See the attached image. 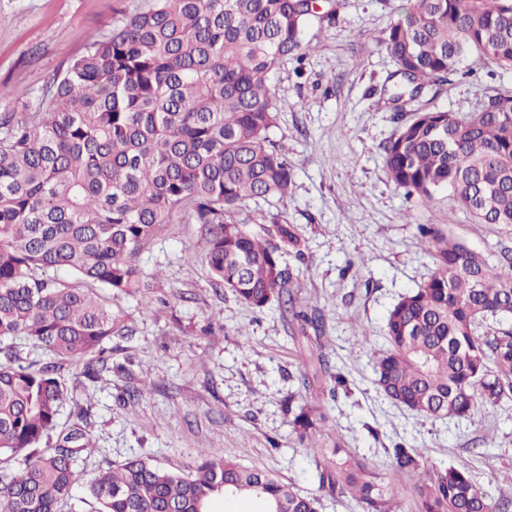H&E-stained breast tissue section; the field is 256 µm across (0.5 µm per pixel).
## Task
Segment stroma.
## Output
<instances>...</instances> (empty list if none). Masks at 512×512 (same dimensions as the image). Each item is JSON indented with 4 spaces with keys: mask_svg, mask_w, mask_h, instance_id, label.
Here are the masks:
<instances>
[{
    "mask_svg": "<svg viewBox=\"0 0 512 512\" xmlns=\"http://www.w3.org/2000/svg\"><path fill=\"white\" fill-rule=\"evenodd\" d=\"M151 0H0V112L39 106L56 71L111 31L122 13ZM303 33V63L284 62L271 89L282 105L273 138L286 149L293 179L282 200L251 204L254 229L297 225L303 258L296 312L256 311L211 283L197 224L162 225L137 264L154 276L150 302L112 300L128 333L113 337L106 365L61 371L70 400L59 430L80 427L91 445L75 461L80 480L62 512H92L86 483L100 469L139 455L189 472L212 450L274 472L321 512H369L319 486L322 470L350 459L392 490L401 512H418L420 475L397 476L388 448L421 449L429 461L466 469L496 503L512 501V398L481 404L470 417L416 418L385 400L373 383L371 350L385 344V317L399 296L427 278L433 258L417 233L435 224L484 253L512 237L476 224L450 192L406 197L386 176L383 146L398 115L388 100L394 66L382 41L409 0H319ZM512 91V71L464 63L446 82L425 87L405 111L437 107L462 114ZM323 317L321 331L302 313ZM368 339L354 336V327ZM323 413L321 447L302 448L287 424V396ZM493 445H486V437Z\"/></svg>",
    "mask_w": 512,
    "mask_h": 512,
    "instance_id": "obj_1",
    "label": "stroma"
}]
</instances>
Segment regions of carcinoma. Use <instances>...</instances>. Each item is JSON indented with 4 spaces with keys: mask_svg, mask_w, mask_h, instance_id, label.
Masks as SVG:
<instances>
[{
    "mask_svg": "<svg viewBox=\"0 0 512 512\" xmlns=\"http://www.w3.org/2000/svg\"><path fill=\"white\" fill-rule=\"evenodd\" d=\"M310 0H154L125 15L42 89L48 108L0 112V344L23 338L47 356L27 365L5 346L0 362V512H59L87 446L78 427L41 448L58 426L68 388L60 368L105 362L124 327L110 299L150 287L139 252L174 215L205 230L209 278L262 311L295 305L287 264L305 241L294 224L260 236L248 202L282 199L292 171L271 134L280 108L269 85L286 60L302 63ZM383 46L400 84L390 100L415 98L468 59L512 69V0H413ZM388 179L430 201L448 190L475 224L512 231V93L460 116L417 111L383 146ZM433 269L388 310L386 346L373 352L374 383L419 418L471 415L477 401L512 392V249L499 256L417 225ZM288 425L316 447V412L288 396ZM400 476L422 472L419 512H495L469 472L429 462L418 448L390 451ZM375 512L386 492L348 463L319 475ZM96 512H320L276 475L213 451L188 473L131 457L87 485Z\"/></svg>",
    "mask_w": 512,
    "mask_h": 512,
    "instance_id": "cac0c4a2",
    "label": "carcinoma"
}]
</instances>
